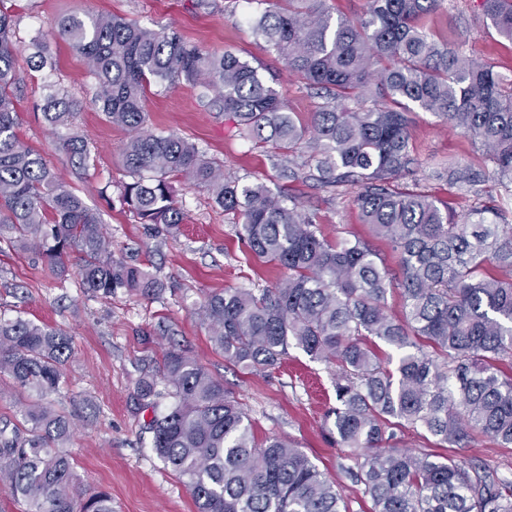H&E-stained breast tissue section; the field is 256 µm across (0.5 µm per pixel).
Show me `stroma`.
<instances>
[{
  "instance_id": "35a3bbf8",
  "label": "stroma",
  "mask_w": 512,
  "mask_h": 512,
  "mask_svg": "<svg viewBox=\"0 0 512 512\" xmlns=\"http://www.w3.org/2000/svg\"><path fill=\"white\" fill-rule=\"evenodd\" d=\"M217 3L216 10L204 13L195 10L193 0H13L20 78L15 96L23 140L40 151L67 187L99 215L113 252L149 266L165 289L154 299L123 288L101 299L81 288L76 277L62 283L52 280L35 255L5 245L0 247V316L47 324L70 338L72 352L62 368L64 384L51 400L74 418L66 451L74 461L77 490L109 493L112 512H197L190 492L152 450L151 436L133 401L138 379L155 370L172 348L233 389L257 441L280 437L294 442L320 471L338 480L350 512H370L371 501L362 485L341 470L349 451L336 445L325 418L335 402V366L292 348L272 374L241 370L214 349L199 315L209 294L272 284L278 270L253 259L208 190L199 185L185 180L175 184L186 212L177 236L154 233L129 213L119 200V186L127 179L123 152L130 133L110 123L93 104L95 82L84 60L49 28L63 14L100 13L150 27H173L202 48L228 50L265 67L283 87L290 111L310 122L322 99L290 75L265 42L252 34L250 19L260 9L256 0ZM425 24L441 39L463 44L467 54L492 60L500 75L512 79V41L486 24L481 0H444ZM40 32L49 36L55 70L37 71L29 64L30 40ZM53 82L65 86L82 104L76 124L96 147L87 166L70 159L41 118L37 105ZM145 109L151 128L188 138L208 158L223 163L225 174L259 180L273 189L287 187L306 207L317 210L329 237L372 239L352 195L330 194L312 180L289 183L280 178L273 165L279 148L241 138L228 119L204 106L197 90L183 86L149 92ZM411 120L420 165L405 176V183L417 184L460 214L470 212L478 199L489 206L499 204L503 186L483 183L476 199L433 175L436 164L480 159L482 152L471 139L429 112H413ZM372 241L383 257H390L385 241Z\"/></svg>"
}]
</instances>
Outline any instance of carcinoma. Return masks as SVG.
I'll return each instance as SVG.
<instances>
[{
	"mask_svg": "<svg viewBox=\"0 0 512 512\" xmlns=\"http://www.w3.org/2000/svg\"><path fill=\"white\" fill-rule=\"evenodd\" d=\"M0 0V242L34 253L59 280L76 266L80 286L100 298L125 288L159 297L164 284L112 253V240L84 199L67 189L19 133L15 107L16 15ZM252 19L253 33L288 71L324 91L303 125L278 84L229 51H206L174 28L110 14H67L51 27L85 60L93 102L132 136L124 150L131 181L121 204L142 224L174 235L186 213L171 180L211 192L258 260L281 271L263 288H226L200 307L211 343L251 372L280 367L291 347L337 367L336 405L327 412L336 444L351 449L342 470L364 486L372 512H512V478L456 456L413 453L397 432L467 448L479 436L512 447V224L480 206L462 220L448 203L401 189L415 165L410 114L431 112L471 138L512 183V79L427 32L441 0H367L363 16L333 17L327 0H282ZM483 14L512 41V0H481ZM35 65L53 69L49 44L32 39ZM202 89L206 106L233 118L240 136L288 150L276 168L290 181L314 180L338 195L355 191L364 223L388 240L394 276L365 241L324 234L317 213L287 191L224 175L223 166L176 134L147 126L151 87ZM213 96H208V93ZM367 97L353 110L343 102ZM78 100L48 86L41 116L63 130L60 147L85 163L88 139L74 129ZM449 175L467 191L481 171ZM399 288L402 318L385 311ZM377 340L396 357L381 360ZM69 351L62 331L0 317V375L28 397L23 424L0 428V483L26 512H112V498L75 492L65 448L74 424L48 398L60 388ZM394 368H388L389 364ZM172 399L165 407L160 400ZM135 399L152 411L146 429L157 456L183 480L197 512H347L336 481L291 442H255L234 393L197 361L168 351L139 379Z\"/></svg>",
	"mask_w": 512,
	"mask_h": 512,
	"instance_id": "cac0c4a2",
	"label": "carcinoma"
}]
</instances>
